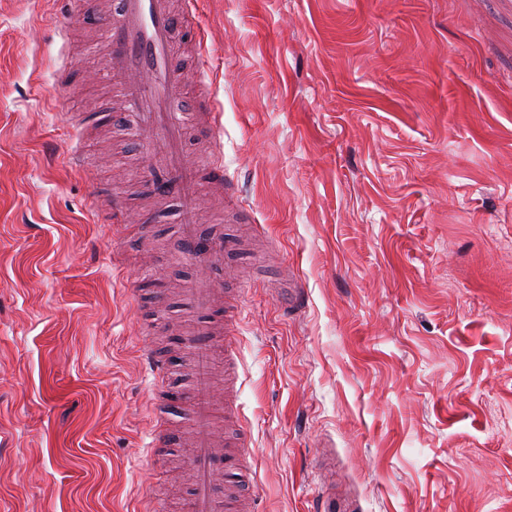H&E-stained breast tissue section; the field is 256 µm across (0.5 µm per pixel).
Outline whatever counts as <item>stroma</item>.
<instances>
[{"label": "stroma", "mask_w": 512, "mask_h": 512, "mask_svg": "<svg viewBox=\"0 0 512 512\" xmlns=\"http://www.w3.org/2000/svg\"><path fill=\"white\" fill-rule=\"evenodd\" d=\"M112 0H0V512H188V446L145 452L155 348L207 270L146 187L102 20ZM176 31L188 99L245 211L198 195L250 282L238 354L255 512H512V0H198ZM204 38L209 56L192 51ZM81 146L82 170L69 152ZM122 188L118 238L104 221ZM293 271L298 312L283 305ZM204 110L205 121L202 128L199 129L200 134L213 138L222 127L223 113L218 112L214 100L211 95L206 97L199 95L196 101V111Z\"/></svg>", "instance_id": "1"}]
</instances>
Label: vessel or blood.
I'll list each match as a JSON object with an SVG mask.
<instances>
[{
  "label": "vessel or blood",
  "instance_id": "1",
  "mask_svg": "<svg viewBox=\"0 0 512 512\" xmlns=\"http://www.w3.org/2000/svg\"><path fill=\"white\" fill-rule=\"evenodd\" d=\"M187 12L177 15L169 0H113L112 12L105 17L103 30L111 52L114 75L122 80L126 111L135 113L143 133V148L153 156L147 178L161 196H174L182 203V257L192 265L209 269L206 287L192 291L198 309L217 305L216 296L230 267L228 258L237 255L235 238L220 239L201 232L195 222L199 173L183 161L186 127L179 108L183 89L175 74L177 57L173 33L179 25L192 23L196 0H186ZM197 110L205 121L201 132L214 137L222 126V114L209 96L198 97ZM244 312L239 302L224 308V329L216 331L209 321H201L186 348L197 362L198 393L192 402L196 434L190 457L195 474L191 499L192 512H232L227 496L221 495V478L234 469L238 454L225 451L212 431V402L208 393L209 373L215 363L228 368L237 365V334Z\"/></svg>",
  "mask_w": 512,
  "mask_h": 512
}]
</instances>
